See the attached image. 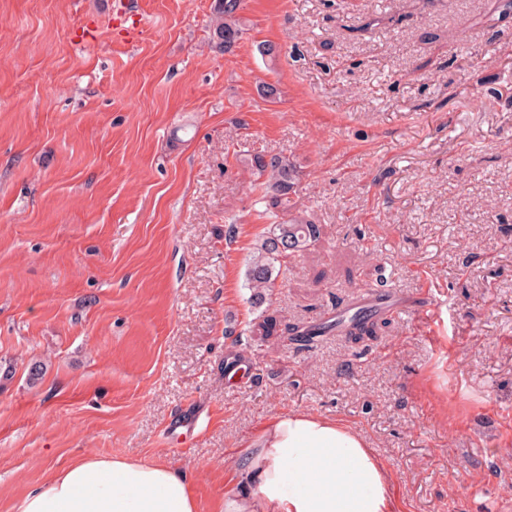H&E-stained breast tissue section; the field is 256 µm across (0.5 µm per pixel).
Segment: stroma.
Wrapping results in <instances>:
<instances>
[{
  "label": "stroma",
  "mask_w": 512,
  "mask_h": 512,
  "mask_svg": "<svg viewBox=\"0 0 512 512\" xmlns=\"http://www.w3.org/2000/svg\"><path fill=\"white\" fill-rule=\"evenodd\" d=\"M213 2L0 0V512L88 456L169 464L214 512L288 412L359 431L396 512H512V6L243 0L225 54ZM239 154L293 160L280 210L322 227L259 305L269 220ZM378 286L441 311L358 344L250 332Z\"/></svg>",
  "instance_id": "obj_1"
}]
</instances>
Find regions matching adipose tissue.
Segmentation results:
<instances>
[{
  "instance_id": "adipose-tissue-1",
  "label": "adipose tissue",
  "mask_w": 512,
  "mask_h": 512,
  "mask_svg": "<svg viewBox=\"0 0 512 512\" xmlns=\"http://www.w3.org/2000/svg\"><path fill=\"white\" fill-rule=\"evenodd\" d=\"M243 492L217 512H395L381 460L352 427L291 412L270 417L238 460ZM18 512H198L187 477L171 466L91 456L53 471Z\"/></svg>"
}]
</instances>
